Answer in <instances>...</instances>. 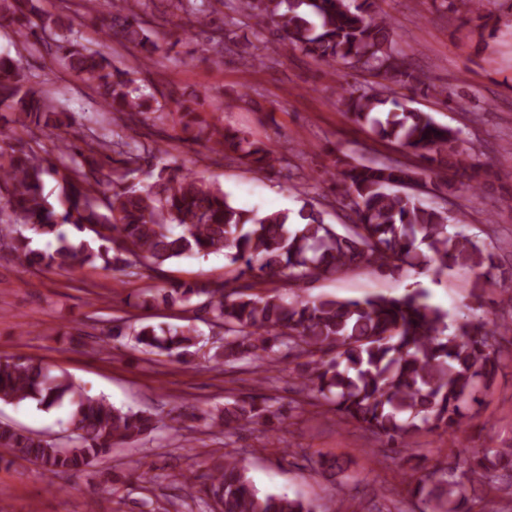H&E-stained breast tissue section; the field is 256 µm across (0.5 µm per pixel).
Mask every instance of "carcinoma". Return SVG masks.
Masks as SVG:
<instances>
[{"label":"carcinoma","mask_w":512,"mask_h":512,"mask_svg":"<svg viewBox=\"0 0 512 512\" xmlns=\"http://www.w3.org/2000/svg\"><path fill=\"white\" fill-rule=\"evenodd\" d=\"M38 0H0V19L18 24L19 41L55 47L68 68L92 85L103 106L124 117L125 127L158 115L157 98L112 66L100 49L86 46L65 15L40 12ZM191 23L208 28L217 5L226 9L222 26L212 29L211 44L240 57L248 45L236 41L244 19L259 28L272 26L283 39L315 61H341L374 77L365 86L341 87L338 102L354 122L369 127L375 139L395 144L414 162L337 159L333 181L336 203L352 210L356 224L346 233L326 223L324 212L307 198L297 210L260 215L230 200V194L192 171L162 166L144 187L133 182L143 164L162 151L117 131L88 137L59 102L34 81L20 60L0 57V110L12 115L35 140L57 135L61 165L43 158L22 138L0 143V203L13 222L0 225V252L19 257L28 268L73 272L84 266L123 276L147 275L153 284L141 291L142 304H196L194 319L183 325L139 327L114 324L112 339L126 338L147 355H166L188 364L200 351L196 322L224 328V342L209 359L216 365L246 362L271 377L272 356L299 360L298 392L308 405L325 406L340 420L355 422L396 453L414 447L424 433H457L468 426L480 404L479 394L495 379L503 342L499 324L464 321L448 332V312L427 303L426 292L361 299L313 298L307 285L354 268L396 272L422 263L442 273L448 264L476 270L477 290L497 276L494 252L470 237L448 231V208L426 203L413 191L432 186L444 195L457 187L439 181L440 172L467 175L469 165L458 150V132L431 115L409 107L394 88L418 89L419 74L399 49L394 23L377 10L376 0H177ZM104 38L114 36L137 48L142 64L154 60L157 45L144 21L126 0H112ZM184 142L204 140L226 159L255 170H286L287 155L243 133L207 121L187 101H176ZM60 187L57 202L44 194L46 178ZM75 230L70 235L64 227ZM50 238L55 246L31 248L32 238ZM224 254L234 267L232 279L173 281L166 266L176 259ZM275 278L295 288L291 296L259 288ZM0 402H33L45 412L70 411L73 434L65 443L44 439L0 423V447L12 457L39 464L50 476L77 474L112 449L139 441L159 428L152 414L124 410L106 398L89 395L67 373L30 357L0 358ZM283 413L268 398H234L210 416L232 435ZM470 468L459 475L446 465L414 479L419 512H499L492 499L476 507L472 484L512 488V448L482 453L462 448ZM196 497V476L187 475L188 498L206 512H316L300 497L263 492L235 457L211 459Z\"/></svg>","instance_id":"obj_1"}]
</instances>
